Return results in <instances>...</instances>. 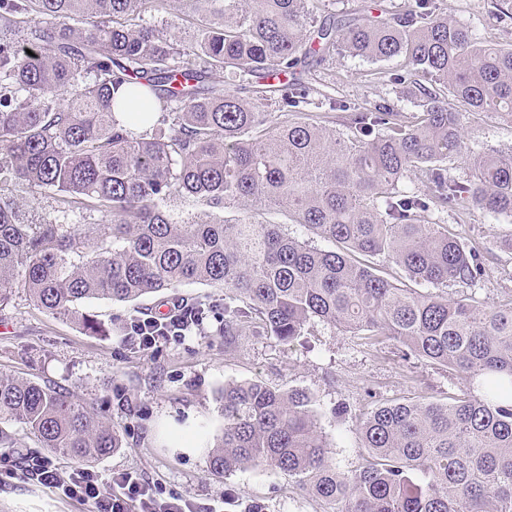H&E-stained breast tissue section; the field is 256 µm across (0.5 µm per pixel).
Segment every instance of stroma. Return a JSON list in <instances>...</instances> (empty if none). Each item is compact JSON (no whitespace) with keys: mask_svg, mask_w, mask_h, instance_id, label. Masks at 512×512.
Returning <instances> with one entry per match:
<instances>
[{"mask_svg":"<svg viewBox=\"0 0 512 512\" xmlns=\"http://www.w3.org/2000/svg\"><path fill=\"white\" fill-rule=\"evenodd\" d=\"M449 20L477 28L490 45H512L511 26H490L493 0H438ZM409 0H325L321 19L375 17L382 10L402 13ZM408 62L396 56L372 62L331 55L313 67L297 66L296 76L310 86L304 117L342 129L344 115L330 110L325 95L366 106L386 102L404 116L418 107L408 91L392 85L390 74ZM470 141L486 151H512V123L497 118L473 124ZM451 231L482 242L490 250L486 273L476 287L448 286L450 294L468 291L484 301H512V221L471 214L466 223L449 216ZM208 307L210 314L192 336L143 349L131 338L133 320L169 312L177 305ZM84 312L103 320L109 331L86 332L66 317L33 306L16 294L0 310V372L47 382L75 398H92L121 431L122 446L97 461L93 469L109 479L133 471L151 483L160 498L177 495L205 502L232 496L226 512L242 504L262 512H327L326 506L301 491L279 471L257 466L229 475L209 470L204 443L224 425L217 395L225 384L259 381L280 390H302L313 401L317 425L337 469H358L365 450L359 433L362 414L407 397L444 403L469 387L466 375L404 356L386 338L366 341L318 322L285 344L245 328L224 333V291L203 284L154 293L134 303L106 299L84 304ZM0 512H88L87 505L49 491L39 483L11 480L0 484Z\"/></svg>","mask_w":512,"mask_h":512,"instance_id":"stroma-1","label":"stroma"}]
</instances>
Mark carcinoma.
<instances>
[{
	"mask_svg": "<svg viewBox=\"0 0 512 512\" xmlns=\"http://www.w3.org/2000/svg\"><path fill=\"white\" fill-rule=\"evenodd\" d=\"M183 1L192 34L150 22ZM321 5L0 0V309L22 288L37 308L104 334L82 302L199 283L224 287L226 336L256 320L286 343L312 321L385 336L466 374L471 388L445 404L409 398L371 411L359 425L365 463L345 474L307 393L228 383L211 471L272 467L329 512H512V302L438 291L486 273L483 248L449 231L445 215L512 220V152L465 140L483 118L512 122V48L483 44L436 0L318 25ZM336 51L404 56L410 69L390 82L409 87L421 111L406 121L387 103L359 111L330 97L348 112L345 134L301 116L274 124L214 77L230 68L273 79L280 111L298 112L309 88L288 71ZM128 100L141 104L131 121ZM457 157L465 179L448 173ZM20 186L58 196L68 220L21 223L8 194ZM231 205L243 215L224 218ZM261 208L281 221L248 213ZM290 224L308 238L289 235ZM377 258L406 281L378 274ZM2 420L82 466L122 447L93 402L5 374Z\"/></svg>",
	"mask_w": 512,
	"mask_h": 512,
	"instance_id": "1",
	"label": "carcinoma"
}]
</instances>
